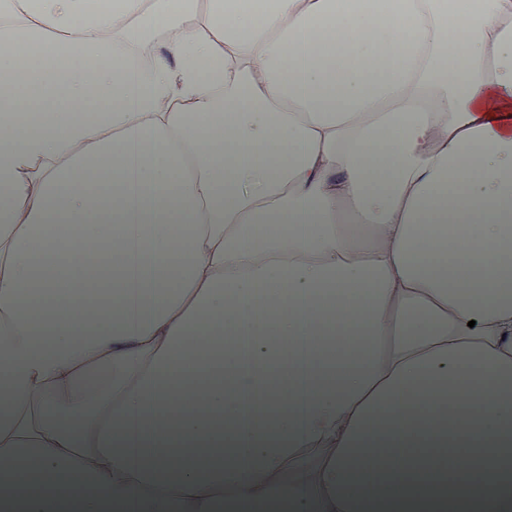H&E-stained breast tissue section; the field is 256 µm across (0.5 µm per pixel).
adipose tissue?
Here are the masks:
<instances>
[{
    "label": "adipose tissue",
    "mask_w": 512,
    "mask_h": 512,
    "mask_svg": "<svg viewBox=\"0 0 512 512\" xmlns=\"http://www.w3.org/2000/svg\"><path fill=\"white\" fill-rule=\"evenodd\" d=\"M0 34V512H512V0Z\"/></svg>",
    "instance_id": "obj_1"
}]
</instances>
